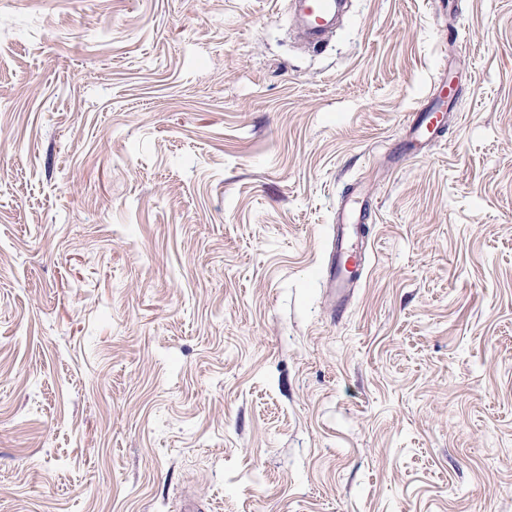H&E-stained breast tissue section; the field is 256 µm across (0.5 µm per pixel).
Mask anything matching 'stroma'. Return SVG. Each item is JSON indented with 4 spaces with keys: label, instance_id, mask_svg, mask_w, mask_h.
Instances as JSON below:
<instances>
[{
    "label": "stroma",
    "instance_id": "1",
    "mask_svg": "<svg viewBox=\"0 0 512 512\" xmlns=\"http://www.w3.org/2000/svg\"><path fill=\"white\" fill-rule=\"evenodd\" d=\"M287 11L0 0V512H512V0ZM294 14L308 42L313 45L324 42L326 34L334 26L342 0H293ZM446 97L447 81L440 80L434 85L430 96L427 98V102L417 110L418 114L412 121L411 128L416 135L417 141L422 140L420 133L423 127H426L427 132L431 133L430 138L441 132L443 118L440 112ZM369 212L366 196L361 192L354 199H342L336 210V224H332L329 260L324 270V282L333 314L344 307L350 292L357 288L364 272L363 251L367 242L358 235L366 232L364 224H357L354 236L350 225ZM354 259V261L352 260Z\"/></svg>",
    "mask_w": 512,
    "mask_h": 512
}]
</instances>
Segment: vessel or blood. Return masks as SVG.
<instances>
[{"instance_id": "b4317fda", "label": "vessel or blood", "mask_w": 512, "mask_h": 512, "mask_svg": "<svg viewBox=\"0 0 512 512\" xmlns=\"http://www.w3.org/2000/svg\"><path fill=\"white\" fill-rule=\"evenodd\" d=\"M341 0H294V14L308 42L313 45L324 42L326 34L334 26ZM447 97L446 81H439L426 103L419 108L412 121L413 132L425 131L438 134L442 130L441 107ZM365 195L343 198L332 226L329 260L324 270V282L331 310L340 313L350 292L357 288L364 272L363 253L367 243L365 226L359 218L368 213Z\"/></svg>"}]
</instances>
